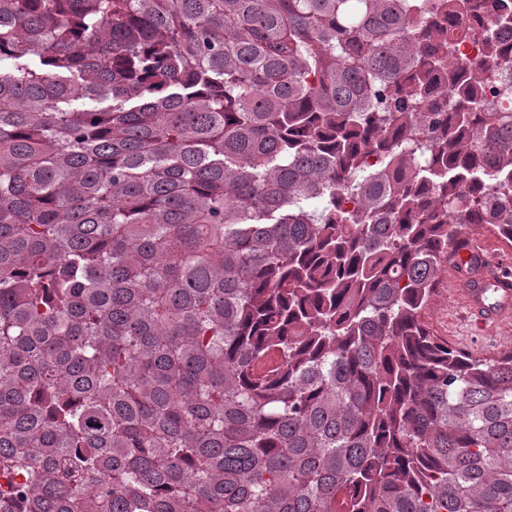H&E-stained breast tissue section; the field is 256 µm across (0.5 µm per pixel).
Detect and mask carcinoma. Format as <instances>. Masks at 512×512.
I'll return each instance as SVG.
<instances>
[{"mask_svg":"<svg viewBox=\"0 0 512 512\" xmlns=\"http://www.w3.org/2000/svg\"><path fill=\"white\" fill-rule=\"evenodd\" d=\"M0 0V512H512V0ZM376 162H369V157ZM486 28V23L483 21L477 25L476 34L470 40L461 43L455 51L456 59L461 63H468L475 61L482 51V34ZM456 229L470 238L484 240L469 243L453 255L450 250L448 263L440 266L436 290L422 313V320L435 336L447 340L449 346L474 356L489 357L509 351L512 349V278L495 264L496 247L486 240L496 242L511 275L512 248L503 245L488 224H461ZM488 288L498 294L495 302L486 299ZM453 294L464 309L466 321L482 328L499 326L494 332L480 333L465 323ZM509 322L510 325H503Z\"/></svg>","mask_w":512,"mask_h":512,"instance_id":"carcinoma-1","label":"carcinoma"}]
</instances>
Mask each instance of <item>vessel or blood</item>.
<instances>
[{
  "label": "vessel or blood",
  "mask_w": 512,
  "mask_h": 512,
  "mask_svg": "<svg viewBox=\"0 0 512 512\" xmlns=\"http://www.w3.org/2000/svg\"><path fill=\"white\" fill-rule=\"evenodd\" d=\"M495 246L478 241L454 256L448 286L464 309V318L483 328L512 323V275L494 262Z\"/></svg>",
  "instance_id": "obj_1"
}]
</instances>
